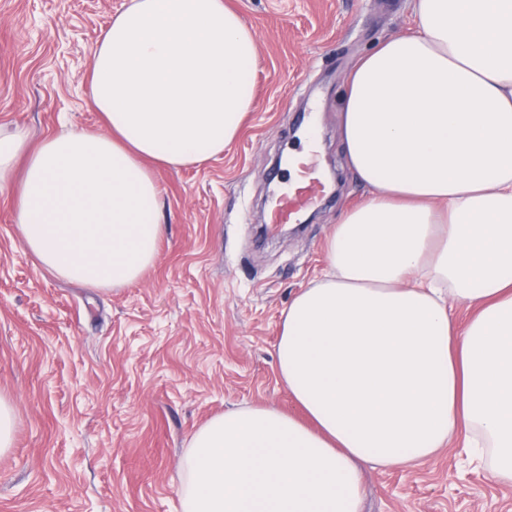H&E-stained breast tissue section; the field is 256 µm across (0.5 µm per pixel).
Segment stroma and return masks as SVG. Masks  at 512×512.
<instances>
[{
	"instance_id": "35a3bbf8",
	"label": "stroma",
	"mask_w": 512,
	"mask_h": 512,
	"mask_svg": "<svg viewBox=\"0 0 512 512\" xmlns=\"http://www.w3.org/2000/svg\"><path fill=\"white\" fill-rule=\"evenodd\" d=\"M131 0H0V131L31 142L99 130L89 73L99 35ZM256 32L254 108L207 163L159 167L166 231L134 285L61 280L24 246L15 188L0 190V512H179L180 461L211 418L271 405L297 416L277 371L282 313L325 268V238L371 190L347 160V77L415 27L413 0H230ZM312 113L338 192L294 234L262 206L274 157L302 151ZM363 512H512V485L458 445L414 468L362 467ZM14 414L11 406L0 399V452L11 448L14 434Z\"/></svg>"
}]
</instances>
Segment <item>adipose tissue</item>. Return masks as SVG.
Wrapping results in <instances>:
<instances>
[{
    "label": "adipose tissue",
    "instance_id": "adipose-tissue-1",
    "mask_svg": "<svg viewBox=\"0 0 512 512\" xmlns=\"http://www.w3.org/2000/svg\"><path fill=\"white\" fill-rule=\"evenodd\" d=\"M414 14L349 76L342 137L371 196L283 313L277 370L305 416L211 419L183 458L181 512H361L360 463L416 467L459 436L512 483V0ZM258 59L225 0H131L90 68L105 131L0 134L25 246L68 280L138 283L165 232L153 165L223 155Z\"/></svg>",
    "mask_w": 512,
    "mask_h": 512
}]
</instances>
